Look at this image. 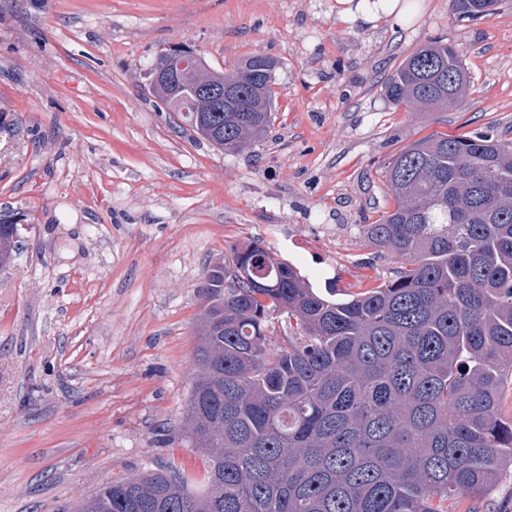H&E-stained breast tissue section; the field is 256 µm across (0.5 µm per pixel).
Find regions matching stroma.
Masks as SVG:
<instances>
[{"label": "stroma", "mask_w": 512, "mask_h": 512, "mask_svg": "<svg viewBox=\"0 0 512 512\" xmlns=\"http://www.w3.org/2000/svg\"><path fill=\"white\" fill-rule=\"evenodd\" d=\"M342 22L336 0H0V512H65L154 464L203 472L181 433L210 266L262 242L319 289L358 292L395 261L368 245L381 165L432 133L512 126V0L460 22ZM441 37L474 91L450 112L390 105L404 58ZM185 44L216 70L273 58L265 139L195 140L145 74ZM448 512H512V476ZM18 224L0 222V266L8 264L18 249Z\"/></svg>", "instance_id": "35a3bbf8"}]
</instances>
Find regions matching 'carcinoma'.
Masks as SVG:
<instances>
[{"label": "carcinoma", "mask_w": 512, "mask_h": 512, "mask_svg": "<svg viewBox=\"0 0 512 512\" xmlns=\"http://www.w3.org/2000/svg\"><path fill=\"white\" fill-rule=\"evenodd\" d=\"M494 15L499 0H451ZM190 49L151 95L212 145L263 139L275 100L266 57L226 76ZM473 84L459 50L433 38L385 84L392 105L446 112ZM224 86L243 105L226 112ZM433 134L382 164L392 205L367 242L401 266L345 300L323 294L260 241L214 263L195 333L183 431L203 473L154 467L80 494L71 512H444L512 469V138ZM0 222V266L18 249ZM285 325L280 334L277 327Z\"/></svg>", "instance_id": "carcinoma-1"}]
</instances>
